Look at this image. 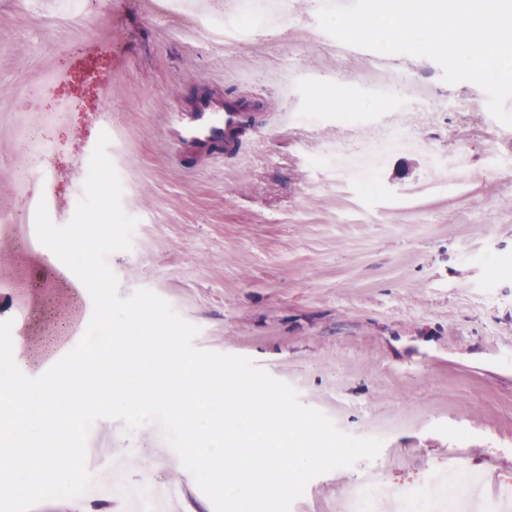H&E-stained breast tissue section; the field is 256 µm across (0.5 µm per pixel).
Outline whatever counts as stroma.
I'll list each match as a JSON object with an SVG mask.
<instances>
[{
  "mask_svg": "<svg viewBox=\"0 0 512 512\" xmlns=\"http://www.w3.org/2000/svg\"><path fill=\"white\" fill-rule=\"evenodd\" d=\"M276 37L255 33L226 53L201 30L178 35L145 12L142 0H110L81 34L45 33L0 0V111L17 108V75L50 67L70 51L85 56L112 41L90 111L59 130L61 196L82 186L70 157L92 154L120 120L108 154L123 185L122 205L138 217L133 247L107 262L126 298L147 288L199 326L203 350L251 358L295 387L301 401L355 437H378L379 456L312 479L292 512H332L349 486L375 473L388 491L377 512L406 497L439 495L448 452L473 449L472 466L512 484V127L495 119L475 84H448L433 60L388 55L396 70L430 83L441 101L423 107L407 87L384 100L349 78L350 60L323 52L316 0H292ZM294 68L282 96L272 78ZM226 96L256 97L255 122L234 155L190 164L168 130L178 104L203 80ZM342 86L339 103L322 89ZM315 113L314 123L280 126L284 111ZM420 151L390 156L374 193L316 162L334 147L363 150L394 127ZM42 258L0 238V320L16 319L14 284H33L36 319L13 342L30 377L43 374L84 336L89 293L46 280ZM128 480L152 456L184 502L214 512L188 471L149 422L95 423ZM125 512L117 497L46 500L31 512Z\"/></svg>",
  "mask_w": 512,
  "mask_h": 512,
  "instance_id": "1",
  "label": "stroma"
}]
</instances>
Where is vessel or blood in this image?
<instances>
[{
	"instance_id": "b4317fda",
	"label": "vessel or blood",
	"mask_w": 512,
	"mask_h": 512,
	"mask_svg": "<svg viewBox=\"0 0 512 512\" xmlns=\"http://www.w3.org/2000/svg\"><path fill=\"white\" fill-rule=\"evenodd\" d=\"M250 120L247 98L205 92L181 104L170 137L176 150L192 161L213 157L220 151L233 154Z\"/></svg>"
}]
</instances>
